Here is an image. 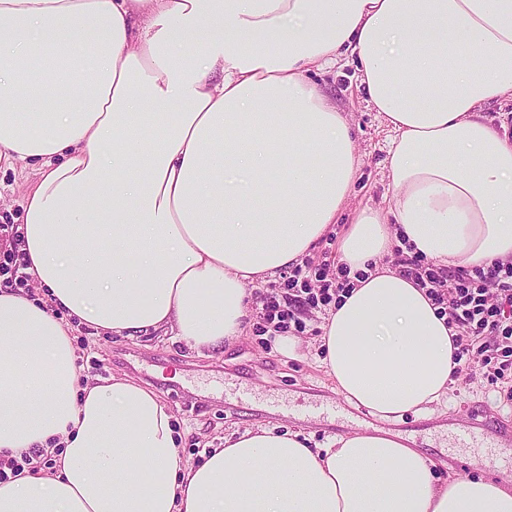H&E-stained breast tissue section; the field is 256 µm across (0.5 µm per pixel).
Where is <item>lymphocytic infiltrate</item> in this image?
<instances>
[{"mask_svg": "<svg viewBox=\"0 0 512 512\" xmlns=\"http://www.w3.org/2000/svg\"><path fill=\"white\" fill-rule=\"evenodd\" d=\"M310 263L293 266L288 285L306 305H329L333 299L350 294L354 284L347 266H340L332 282L320 288L311 285ZM401 271L425 288L428 296L449 316L458 330L453 343L455 361L461 371H468L464 360L475 338L486 336L495 343V352L487 356L495 375H504L512 367V261L494 262L487 268L451 271L434 265L422 266L416 259H403Z\"/></svg>", "mask_w": 512, "mask_h": 512, "instance_id": "f902f5d3", "label": "lymphocytic infiltrate"}]
</instances>
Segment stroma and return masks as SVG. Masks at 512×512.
I'll list each match as a JSON object with an SVG mask.
<instances>
[{
  "label": "stroma",
  "instance_id": "35a3bbf8",
  "mask_svg": "<svg viewBox=\"0 0 512 512\" xmlns=\"http://www.w3.org/2000/svg\"><path fill=\"white\" fill-rule=\"evenodd\" d=\"M315 80L347 112L363 160L349 209L356 212L376 206L392 190L383 170L390 131L365 101L358 64L349 62L339 70L316 75ZM37 180L35 164L0 162V224L22 223L23 197ZM270 292L277 293L280 302L289 303L284 272L258 284L254 291L256 303L241 336L211 354H196L168 336L125 339L98 336L88 327L75 326L72 334L77 366L83 373L103 380L125 372L149 384L172 411L174 428L182 438V456L196 463L210 449L221 447L224 435L237 430H289L303 434L308 447H321L327 439L353 429L348 419L331 425L302 416L308 399L316 393L331 404L342 403L316 356L315 339L321 334V316L326 309L290 303L302 327L290 330L296 351L287 355L280 351L272 328L260 316L259 302ZM241 390L252 394L249 407L230 399L231 394ZM510 392L512 373L496 379L477 368L455 383L448 394V414L436 424L408 415L403 422L392 424L391 429L414 435L424 452L438 461L439 476L448 474L446 460L458 457L467 462L461 475L495 478L506 468L497 449L457 446L455 426L464 422L465 410L473 404H483L493 415L512 412V400L506 398Z\"/></svg>",
  "mask_w": 512,
  "mask_h": 512
}]
</instances>
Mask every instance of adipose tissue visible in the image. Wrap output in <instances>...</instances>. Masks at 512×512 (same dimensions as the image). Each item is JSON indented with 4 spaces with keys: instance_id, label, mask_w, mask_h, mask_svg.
I'll list each match as a JSON object with an SVG mask.
<instances>
[{
    "instance_id": "1",
    "label": "adipose tissue",
    "mask_w": 512,
    "mask_h": 512,
    "mask_svg": "<svg viewBox=\"0 0 512 512\" xmlns=\"http://www.w3.org/2000/svg\"><path fill=\"white\" fill-rule=\"evenodd\" d=\"M360 65L392 135L394 192L340 245L350 295L320 362L382 421L448 400L456 327L381 261L512 260V0H0V158L39 162L26 272L0 290V454L49 471L0 486V512H512V487L440 478L399 434L310 448L226 435L199 465L158 395L81 375L72 324L216 351L251 285L338 224L362 165L346 112L311 78Z\"/></svg>"
}]
</instances>
